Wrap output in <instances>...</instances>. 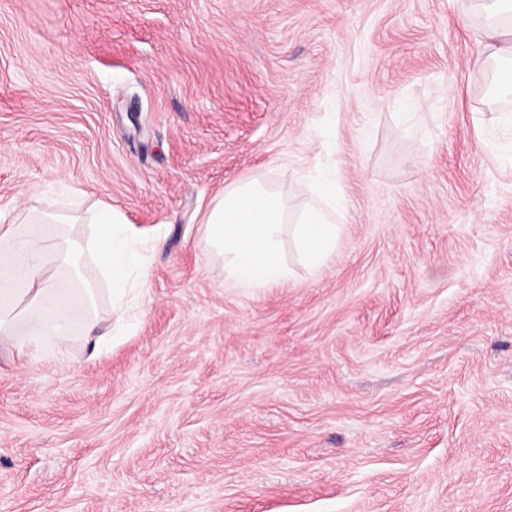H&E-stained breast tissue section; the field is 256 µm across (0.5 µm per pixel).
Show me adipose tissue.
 Returning <instances> with one entry per match:
<instances>
[{"label":"adipose tissue","mask_w":512,"mask_h":512,"mask_svg":"<svg viewBox=\"0 0 512 512\" xmlns=\"http://www.w3.org/2000/svg\"><path fill=\"white\" fill-rule=\"evenodd\" d=\"M462 12L481 15L483 39L476 62H495L498 87L511 93L512 0H467ZM301 186L318 197L295 219L298 246L314 267L330 256L336 243L340 196L329 176H305ZM283 221L282 200L253 179L225 190L208 209L203 229L210 243L223 251L235 283L262 287L284 275L275 237ZM87 256L117 295L146 288L143 240L111 205L98 207L88 242L70 216L41 203L20 211L14 223L0 225V348L21 353L52 343L66 363L73 336L96 335L103 322L98 290L79 271Z\"/></svg>","instance_id":"obj_1"}]
</instances>
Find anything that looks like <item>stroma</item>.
Wrapping results in <instances>:
<instances>
[{"label": "stroma", "mask_w": 512, "mask_h": 512, "mask_svg": "<svg viewBox=\"0 0 512 512\" xmlns=\"http://www.w3.org/2000/svg\"><path fill=\"white\" fill-rule=\"evenodd\" d=\"M458 0H0V225L146 239L132 328L0 350V512H512V97ZM336 175L318 268L232 280L202 232Z\"/></svg>", "instance_id": "stroma-1"}]
</instances>
